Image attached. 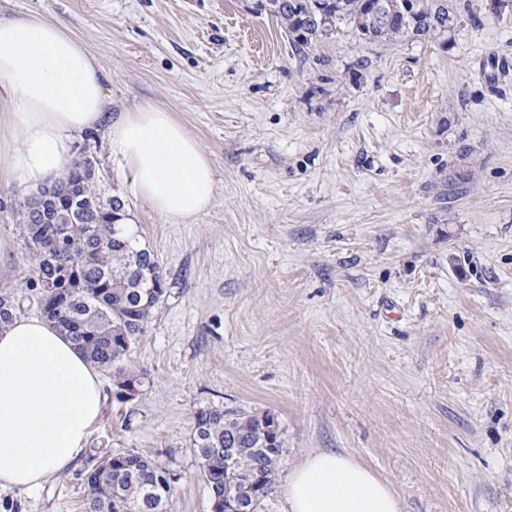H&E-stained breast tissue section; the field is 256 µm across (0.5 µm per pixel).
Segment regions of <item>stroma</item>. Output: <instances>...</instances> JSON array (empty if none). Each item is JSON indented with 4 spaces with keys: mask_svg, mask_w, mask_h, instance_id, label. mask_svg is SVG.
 <instances>
[{
    "mask_svg": "<svg viewBox=\"0 0 512 512\" xmlns=\"http://www.w3.org/2000/svg\"><path fill=\"white\" fill-rule=\"evenodd\" d=\"M256 0H0L58 21L97 60L112 114L172 112L216 192L192 224L138 199L105 130L79 137L97 187L135 217L165 294L125 357L145 384L103 414L68 472L0 512H84L101 457L167 470L170 512H211L191 447L208 408L274 417L290 471L346 452L406 512H512V6L453 0L449 37L365 41L347 24L296 49ZM469 170L457 183L456 169ZM0 183L16 266L0 293L40 312Z\"/></svg>",
    "mask_w": 512,
    "mask_h": 512,
    "instance_id": "1",
    "label": "stroma"
}]
</instances>
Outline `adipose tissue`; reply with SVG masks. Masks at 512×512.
<instances>
[{
	"instance_id": "1",
	"label": "adipose tissue",
	"mask_w": 512,
	"mask_h": 512,
	"mask_svg": "<svg viewBox=\"0 0 512 512\" xmlns=\"http://www.w3.org/2000/svg\"><path fill=\"white\" fill-rule=\"evenodd\" d=\"M0 183L29 196L52 186L76 139L105 129L134 194L159 215L194 223L211 205L208 157L171 112H107L96 59L66 26L0 21ZM106 402L96 366L47 319L0 325V487L37 490L84 451ZM288 512H405L402 498L347 453L315 450L283 487Z\"/></svg>"
}]
</instances>
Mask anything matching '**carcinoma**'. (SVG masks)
Instances as JSON below:
<instances>
[{
    "label": "carcinoma",
    "instance_id": "obj_1",
    "mask_svg": "<svg viewBox=\"0 0 512 512\" xmlns=\"http://www.w3.org/2000/svg\"><path fill=\"white\" fill-rule=\"evenodd\" d=\"M294 46L302 48L345 21L368 41L447 34L454 24L451 0H416L411 16L405 0H260ZM90 159H74L61 173L56 192L44 204L53 220L37 224L34 202L16 209L33 267L26 287L40 290L42 316L68 336L120 391L142 386L121 363L144 332L156 291L164 290L158 262L131 244L118 217L124 203L103 198ZM233 458L224 466L219 448ZM285 447L278 424L268 414L245 415L222 409L195 415L192 448L210 490L212 512H220L230 489L259 512L272 491ZM87 512H168L174 488L166 470L139 452L103 457L86 477Z\"/></svg>",
    "mask_w": 512,
    "mask_h": 512
}]
</instances>
